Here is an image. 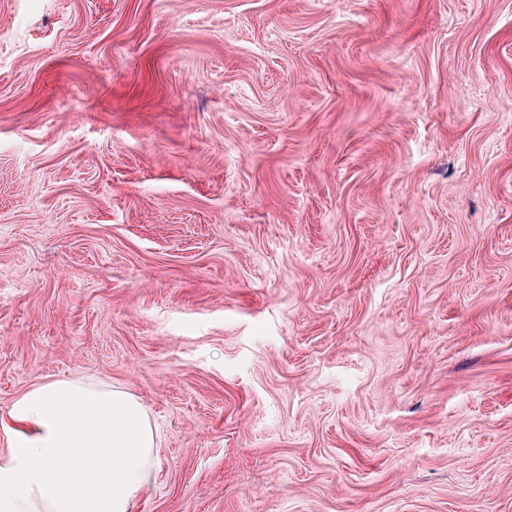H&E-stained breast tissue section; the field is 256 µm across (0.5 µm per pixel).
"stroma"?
I'll list each match as a JSON object with an SVG mask.
<instances>
[{
  "label": "stroma",
  "instance_id": "stroma-1",
  "mask_svg": "<svg viewBox=\"0 0 512 512\" xmlns=\"http://www.w3.org/2000/svg\"><path fill=\"white\" fill-rule=\"evenodd\" d=\"M0 278L139 512H512V0H0Z\"/></svg>",
  "mask_w": 512,
  "mask_h": 512
}]
</instances>
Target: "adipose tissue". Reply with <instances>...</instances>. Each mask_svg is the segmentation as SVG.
I'll return each instance as SVG.
<instances>
[{
    "mask_svg": "<svg viewBox=\"0 0 512 512\" xmlns=\"http://www.w3.org/2000/svg\"><path fill=\"white\" fill-rule=\"evenodd\" d=\"M0 435V512H137L159 444L135 395L80 377L29 388Z\"/></svg>",
    "mask_w": 512,
    "mask_h": 512,
    "instance_id": "1",
    "label": "adipose tissue"
}]
</instances>
